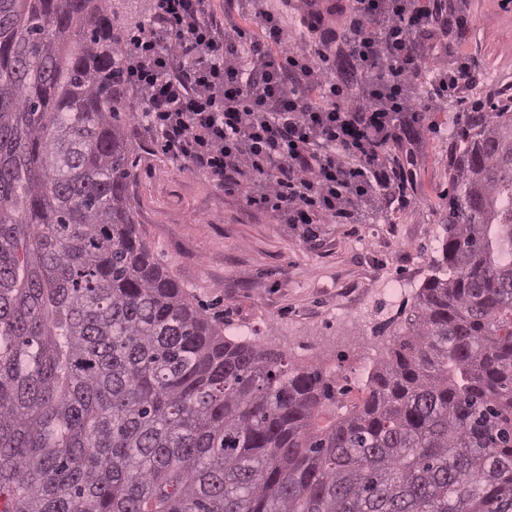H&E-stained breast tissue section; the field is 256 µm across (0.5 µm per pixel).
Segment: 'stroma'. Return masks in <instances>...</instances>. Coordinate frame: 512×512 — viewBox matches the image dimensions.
<instances>
[{
  "mask_svg": "<svg viewBox=\"0 0 512 512\" xmlns=\"http://www.w3.org/2000/svg\"><path fill=\"white\" fill-rule=\"evenodd\" d=\"M461 45L478 65L462 100L441 101L420 134L399 211L368 209L358 224H279L225 194L206 175L184 173L140 117L126 119L136 153L137 231L155 258L225 335L271 345L291 366H322L347 401L389 356L424 281L442 262L449 158L473 109L512 97V0H464ZM402 294L385 297L388 283Z\"/></svg>",
  "mask_w": 512,
  "mask_h": 512,
  "instance_id": "stroma-1",
  "label": "stroma"
}]
</instances>
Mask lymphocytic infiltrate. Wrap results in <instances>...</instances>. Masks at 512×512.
Returning <instances> with one entry per match:
<instances>
[{
  "label": "lymphocytic infiltrate",
  "mask_w": 512,
  "mask_h": 512,
  "mask_svg": "<svg viewBox=\"0 0 512 512\" xmlns=\"http://www.w3.org/2000/svg\"><path fill=\"white\" fill-rule=\"evenodd\" d=\"M237 2L223 21L209 0H154L133 38L122 87L164 154L284 224L405 207L394 185L411 177L427 112L477 74L456 0H294V42L273 13ZM443 55L452 67L415 100Z\"/></svg>",
  "instance_id": "f902f5d3"
}]
</instances>
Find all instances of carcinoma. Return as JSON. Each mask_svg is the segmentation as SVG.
<instances>
[{
    "mask_svg": "<svg viewBox=\"0 0 512 512\" xmlns=\"http://www.w3.org/2000/svg\"><path fill=\"white\" fill-rule=\"evenodd\" d=\"M110 0H0V512H512V101L361 403L140 239Z\"/></svg>",
    "mask_w": 512,
    "mask_h": 512,
    "instance_id": "1",
    "label": "carcinoma"
}]
</instances>
